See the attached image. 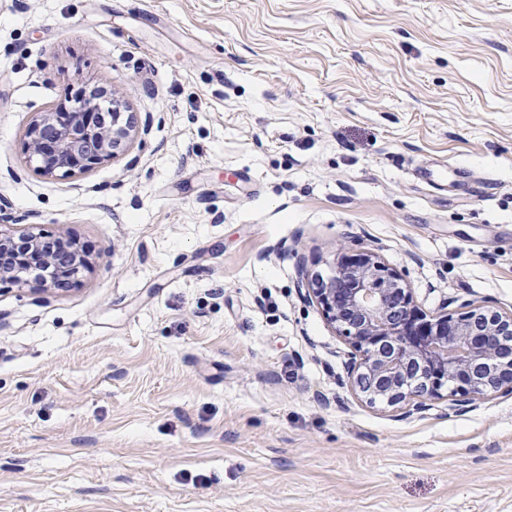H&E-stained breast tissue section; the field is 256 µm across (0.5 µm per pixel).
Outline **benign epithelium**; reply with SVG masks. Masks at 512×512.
<instances>
[{
    "mask_svg": "<svg viewBox=\"0 0 512 512\" xmlns=\"http://www.w3.org/2000/svg\"><path fill=\"white\" fill-rule=\"evenodd\" d=\"M110 96L78 92L74 104L37 113L27 133L26 151L44 176L68 177L114 158L133 140L132 113ZM48 241L28 230L0 225V282L25 284L30 278L53 288L57 258ZM55 244L69 254L65 274L75 279L87 265L70 243ZM309 295L328 324L352 347L348 379L357 395L374 404L419 411L425 398L466 402L488 393L512 394V313L469 306L454 316L428 314L413 304L401 276L374 252L359 250L335 261L328 274L311 275Z\"/></svg>",
    "mask_w": 512,
    "mask_h": 512,
    "instance_id": "obj_1",
    "label": "benign epithelium"
}]
</instances>
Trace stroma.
Instances as JSON below:
<instances>
[{
	"instance_id": "stroma-1",
	"label": "stroma",
	"mask_w": 512,
	"mask_h": 512,
	"mask_svg": "<svg viewBox=\"0 0 512 512\" xmlns=\"http://www.w3.org/2000/svg\"><path fill=\"white\" fill-rule=\"evenodd\" d=\"M107 75L142 133L37 173ZM0 216L89 261L0 283V512H512V395L367 403L305 298L512 312V0H0Z\"/></svg>"
}]
</instances>
